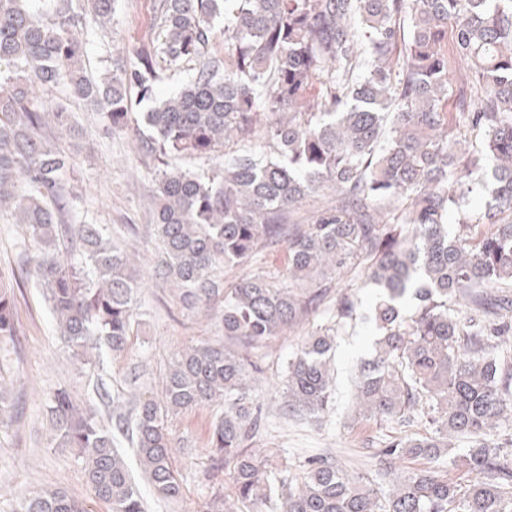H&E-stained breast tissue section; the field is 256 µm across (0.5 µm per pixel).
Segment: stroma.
Here are the masks:
<instances>
[{
    "label": "stroma",
    "mask_w": 512,
    "mask_h": 512,
    "mask_svg": "<svg viewBox=\"0 0 512 512\" xmlns=\"http://www.w3.org/2000/svg\"><path fill=\"white\" fill-rule=\"evenodd\" d=\"M156 0H116L106 34L87 36V65L97 75L109 73L117 58L129 57L152 32ZM54 98L68 102L78 125L76 136L62 140L74 155L68 177L75 196V220L106 225L111 238L134 247V269L140 283L138 323L127 350L91 372L82 360L66 352L42 288L24 279L18 260L31 250L21 225L0 219V291L14 299L17 334L0 343V395L21 407L20 418L0 424V512H18L24 495L45 486L64 487L83 501L88 512H110L91 495L83 464L74 449L53 441L49 407L53 394L67 389L80 403L99 404L101 393L124 399L145 392L160 396L174 356L184 348L211 341L221 330L205 311L182 308L169 282L156 271L152 222L156 173L134 147L132 138L107 131L97 112L69 100L64 88ZM352 295L362 319L345 327L336 340V382L327 412L307 418L284 415L283 375L289 357L325 316L306 320L253 353L261 365V380L251 383L249 396L262 403L267 420L248 446L258 455H275L294 480L304 475L307 457L332 455L350 470L377 475L376 455L394 431L380 421L356 416L352 406L357 365L370 357L377 330L370 315L378 291L348 277L328 283V303L341 293ZM216 407L187 411L174 419L176 464L182 474L180 501L157 500L125 438L116 446L139 485L145 512H207L215 494L230 485V469L213 468L207 448Z\"/></svg>",
    "instance_id": "obj_1"
}]
</instances>
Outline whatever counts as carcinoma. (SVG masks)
I'll list each match as a JSON object with an SVG mask.
<instances>
[{
	"label": "carcinoma",
	"instance_id": "1",
	"mask_svg": "<svg viewBox=\"0 0 512 512\" xmlns=\"http://www.w3.org/2000/svg\"><path fill=\"white\" fill-rule=\"evenodd\" d=\"M114 5L0 0V215L32 242L26 273L46 289L71 356L125 351L139 283L100 225L70 223L74 158L59 134L76 126L49 95L62 85L111 131H133L158 171V271L185 307L223 298L224 339L177 354L160 400L127 407L101 395L112 425L70 392L54 395L55 439L78 449L95 498L144 512L114 429L131 435L154 496L182 497L170 423L219 402L208 450L230 467L234 501L266 500L271 512H512V440L497 434L512 414V0H156L151 36L96 78L83 34L104 30ZM220 15L222 62L208 53ZM453 69L463 76L454 113ZM186 70L192 79L156 98L157 84ZM472 135L479 147L463 148ZM180 156L219 163L171 166ZM489 159L493 201L472 218L460 203ZM320 192L329 200L313 220L290 223ZM280 243L285 274L261 269L224 287V272ZM353 268L382 288L359 416L391 419L403 436L380 450L379 482L324 457L307 461L300 484L275 478V458L246 445L264 415L248 394L249 352L317 313L324 281ZM356 315L341 296L288 358V413L329 409L336 336ZM13 336V302L0 292V340ZM461 441L465 481L431 466ZM405 458L421 466L392 469ZM19 508L85 512L60 487Z\"/></svg>",
	"mask_w": 512,
	"mask_h": 512
}]
</instances>
